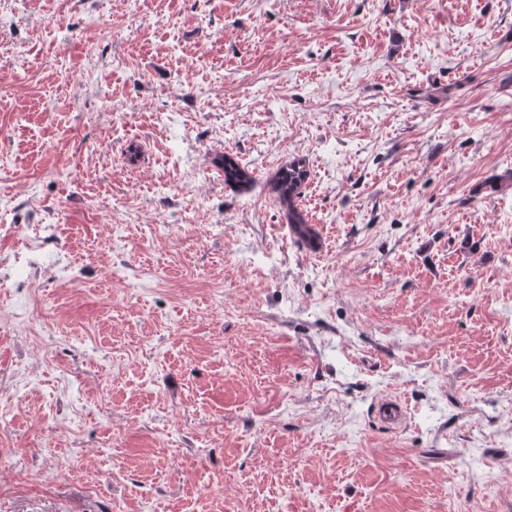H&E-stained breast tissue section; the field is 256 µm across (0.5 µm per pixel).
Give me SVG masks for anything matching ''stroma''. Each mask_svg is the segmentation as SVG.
Wrapping results in <instances>:
<instances>
[{"label": "stroma", "mask_w": 512, "mask_h": 512, "mask_svg": "<svg viewBox=\"0 0 512 512\" xmlns=\"http://www.w3.org/2000/svg\"><path fill=\"white\" fill-rule=\"evenodd\" d=\"M0 209V512H512V0H0ZM224 182L231 187L253 184L254 177L249 169L240 165L233 157L224 154ZM305 174L307 175V170L302 161L294 160L277 172L275 189L282 205L286 207L288 224L291 230L300 239L307 241L313 236V241L318 243L319 238L314 234L313 229L307 224L305 216L295 204L298 197L297 191L306 178ZM374 413L385 425L394 427L402 422L405 417L403 406L394 400L380 399L375 403Z\"/></svg>", "instance_id": "35a3bbf8"}]
</instances>
